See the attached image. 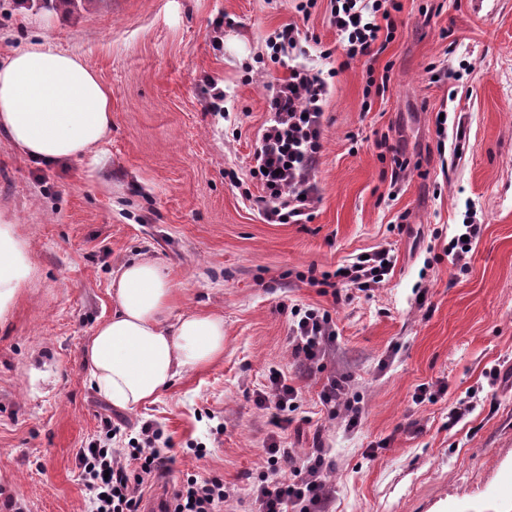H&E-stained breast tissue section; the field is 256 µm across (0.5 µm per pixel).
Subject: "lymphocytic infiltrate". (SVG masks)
<instances>
[{
	"label": "lymphocytic infiltrate",
	"instance_id": "obj_1",
	"mask_svg": "<svg viewBox=\"0 0 512 512\" xmlns=\"http://www.w3.org/2000/svg\"><path fill=\"white\" fill-rule=\"evenodd\" d=\"M400 0H330V22L341 37L346 60H375L395 37L393 17ZM329 85L321 71L301 64L288 66L268 96V118L253 154L251 174L262 193L253 203L270 224H303L314 203L313 171L322 149V102ZM388 251L345 266L342 279L360 291L378 287L389 268ZM288 343L307 367L318 366L335 339L329 311L292 309ZM300 400L297 388L278 370L260 389L256 403L267 410V423L285 429L289 412ZM264 442L267 469L250 488V512H331L327 475L333 464L325 448L306 456L280 447L275 435ZM142 442L130 448L92 445L79 458L81 481L90 512H141L144 484L154 472L169 469L170 457L153 442L152 424L141 427ZM290 471L291 480L280 477ZM229 493L218 475L183 477L170 496L171 512H223Z\"/></svg>",
	"mask_w": 512,
	"mask_h": 512
}]
</instances>
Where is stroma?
I'll use <instances>...</instances> for the list:
<instances>
[{
	"label": "stroma",
	"instance_id": "obj_1",
	"mask_svg": "<svg viewBox=\"0 0 512 512\" xmlns=\"http://www.w3.org/2000/svg\"><path fill=\"white\" fill-rule=\"evenodd\" d=\"M299 2L0 0V57L42 41L84 58L112 92L96 167L37 164L0 134V213L29 268L0 313V488L26 512H88L80 449L111 425L114 447H127L146 421L175 460L151 488L217 474L231 492L224 512H246L266 466L256 392L273 368L301 394L278 442L302 454L318 435L331 448L334 512H512V0H400L396 37L369 66L336 53L329 0L307 16ZM289 23L330 93L312 218L269 224L242 192L269 87L286 73L257 57ZM432 66L448 80L431 81ZM209 77L224 112L206 109ZM372 77L384 91L368 92ZM384 133L424 156L422 173L391 185ZM465 224L481 232L459 266L448 243ZM383 249L394 265L378 288L317 284ZM143 255L177 288L175 312L223 315L224 356L129 413L90 385L84 350L115 308L116 270ZM292 306L336 323L320 369L291 353ZM331 377L362 408L354 431L320 401ZM422 385L436 401L415 402ZM470 395L475 410L449 426Z\"/></svg>",
	"mask_w": 512,
	"mask_h": 512
}]
</instances>
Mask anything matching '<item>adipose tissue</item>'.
<instances>
[{
	"label": "adipose tissue",
	"mask_w": 512,
	"mask_h": 512,
	"mask_svg": "<svg viewBox=\"0 0 512 512\" xmlns=\"http://www.w3.org/2000/svg\"><path fill=\"white\" fill-rule=\"evenodd\" d=\"M111 127L112 93L82 58L42 42L0 58V132L25 157L97 163ZM26 273L24 248L0 215V309ZM112 292L116 308L85 350L89 381L112 406L135 411L223 356V315L174 313L177 290L155 260L127 263Z\"/></svg>",
	"instance_id": "1"
}]
</instances>
